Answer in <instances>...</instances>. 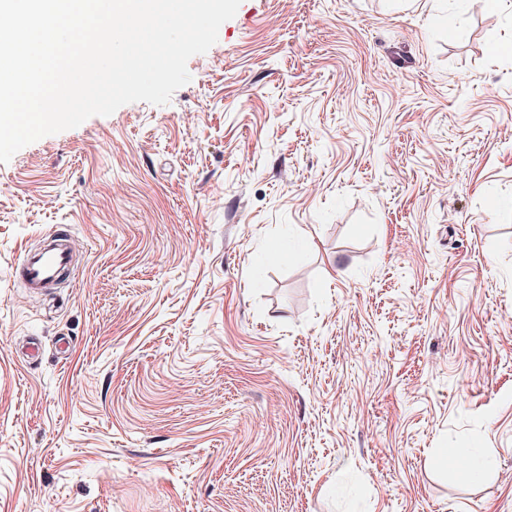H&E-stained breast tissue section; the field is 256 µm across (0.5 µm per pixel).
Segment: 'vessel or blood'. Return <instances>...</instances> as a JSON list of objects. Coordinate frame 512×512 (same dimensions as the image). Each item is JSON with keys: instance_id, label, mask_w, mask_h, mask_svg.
Returning a JSON list of instances; mask_svg holds the SVG:
<instances>
[{"instance_id": "obj_1", "label": "vessel or blood", "mask_w": 512, "mask_h": 512, "mask_svg": "<svg viewBox=\"0 0 512 512\" xmlns=\"http://www.w3.org/2000/svg\"><path fill=\"white\" fill-rule=\"evenodd\" d=\"M73 249L72 233L57 231L46 237L38 249L23 254L16 274L32 292H45L74 276Z\"/></svg>"}]
</instances>
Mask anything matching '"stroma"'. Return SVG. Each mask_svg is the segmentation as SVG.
<instances>
[{"mask_svg": "<svg viewBox=\"0 0 512 512\" xmlns=\"http://www.w3.org/2000/svg\"><path fill=\"white\" fill-rule=\"evenodd\" d=\"M510 40L242 0L168 104L0 163V512H512ZM74 240L71 231L60 230L42 245L27 250L16 268V276L32 292L42 293L75 275Z\"/></svg>", "mask_w": 512, "mask_h": 512, "instance_id": "1", "label": "stroma"}]
</instances>
